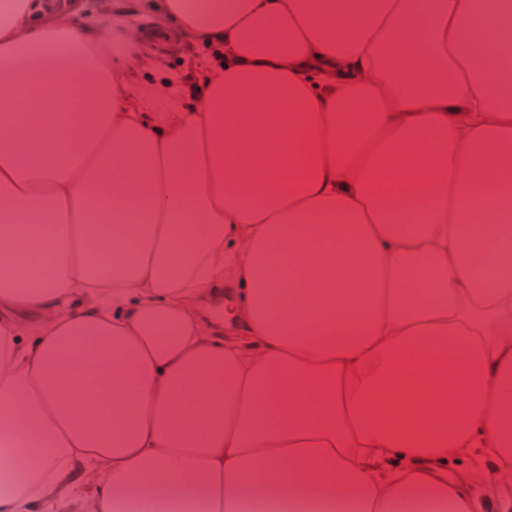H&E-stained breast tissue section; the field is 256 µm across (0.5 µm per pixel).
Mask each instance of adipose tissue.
Listing matches in <instances>:
<instances>
[{"label": "adipose tissue", "instance_id": "1", "mask_svg": "<svg viewBox=\"0 0 512 512\" xmlns=\"http://www.w3.org/2000/svg\"><path fill=\"white\" fill-rule=\"evenodd\" d=\"M145 9L0 15V512H512V0ZM172 61L176 64V71L181 73L187 82L191 83L189 76L191 71L189 70L190 64L194 61L196 55V47L189 42H181L172 45Z\"/></svg>", "mask_w": 512, "mask_h": 512}]
</instances>
